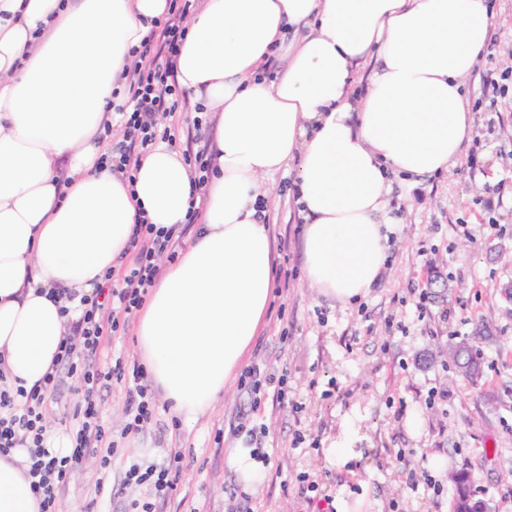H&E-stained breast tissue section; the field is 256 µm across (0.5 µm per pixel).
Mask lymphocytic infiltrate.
I'll return each mask as SVG.
<instances>
[{"label":"lymphocytic infiltrate","mask_w":512,"mask_h":512,"mask_svg":"<svg viewBox=\"0 0 512 512\" xmlns=\"http://www.w3.org/2000/svg\"><path fill=\"white\" fill-rule=\"evenodd\" d=\"M198 0H169L164 18L154 21L140 48L132 50L122 74L126 94L113 101L112 109L124 117L122 138L106 157L112 173L134 182L143 156L160 140H173L170 120L176 113L191 112L192 106L175 80L177 59L188 30V20ZM215 153L209 144L186 154L185 162L194 175L195 195L187 213L195 223L214 169ZM130 246L134 260L121 275L106 272L92 295L81 300L79 317L68 320L56 360L42 381L32 388H10L0 368V456L24 453L30 488L40 499V512H57L58 494L73 469L88 455H95L101 468H108L118 454L117 441L102 416L98 392L115 381H130L127 421L123 434L142 433L153 421L154 399L141 369H127L123 359L99 364L104 340L121 334L163 273V265L175 261L182 247L176 227L159 228L137 216ZM68 376L79 394L68 414L71 447L66 455L50 452L46 445V408L61 376ZM182 466L180 452L170 453L166 462L131 465L124 481L146 486L151 498L135 499L130 512H154L153 497L176 490Z\"/></svg>","instance_id":"f902f5d3"}]
</instances>
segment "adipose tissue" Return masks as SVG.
Instances as JSON below:
<instances>
[{
	"mask_svg": "<svg viewBox=\"0 0 512 512\" xmlns=\"http://www.w3.org/2000/svg\"><path fill=\"white\" fill-rule=\"evenodd\" d=\"M167 8L0 0V356L14 384L50 370L67 316L128 255L137 213L186 221L194 183L179 151L158 143L131 184L101 164L118 77ZM495 11L492 0H203L176 80L216 119L205 219L134 328L171 414L194 421L224 395L268 311L265 178L295 173L303 281L346 307L366 297L390 262L393 177L449 170L472 134L468 78ZM291 26L306 33L289 46ZM282 52L285 69L267 76ZM52 288L71 291L69 314ZM20 459L0 457V512H39Z\"/></svg>",
	"mask_w": 512,
	"mask_h": 512,
	"instance_id": "adipose-tissue-1",
	"label": "adipose tissue"
}]
</instances>
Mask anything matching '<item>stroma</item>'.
Segmentation results:
<instances>
[{"label": "stroma", "instance_id": "35a3bbf8", "mask_svg": "<svg viewBox=\"0 0 512 512\" xmlns=\"http://www.w3.org/2000/svg\"><path fill=\"white\" fill-rule=\"evenodd\" d=\"M474 131L456 164L422 184L395 186L388 203L400 225L390 265L358 308L321 296L301 278L302 247L289 178H269L266 224L276 266L287 269L281 313H269L250 363L286 368L285 397L264 394L258 414L269 458L262 483L243 494L228 450L249 412L240 387L192 422H173L157 402L153 423L121 440L104 495L96 458L75 470L63 512H126L143 486L123 482L134 463L180 452L176 491L155 512H453V473L465 470L492 512H512V302L501 294L512 265V92L489 111L479 77L468 81ZM484 359L477 382L457 375L448 344L473 338Z\"/></svg>", "mask_w": 512, "mask_h": 512}]
</instances>
